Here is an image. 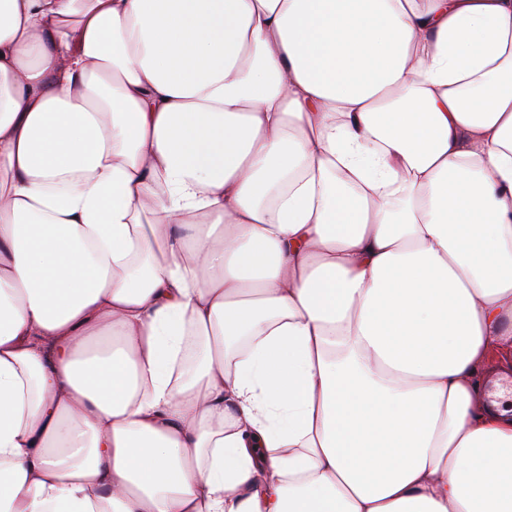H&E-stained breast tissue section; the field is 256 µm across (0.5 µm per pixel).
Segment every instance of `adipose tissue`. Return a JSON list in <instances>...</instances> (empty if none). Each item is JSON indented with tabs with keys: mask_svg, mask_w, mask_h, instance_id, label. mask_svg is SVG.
Here are the masks:
<instances>
[{
	"mask_svg": "<svg viewBox=\"0 0 512 512\" xmlns=\"http://www.w3.org/2000/svg\"><path fill=\"white\" fill-rule=\"evenodd\" d=\"M512 0H0V512H512Z\"/></svg>",
	"mask_w": 512,
	"mask_h": 512,
	"instance_id": "adipose-tissue-1",
	"label": "adipose tissue"
}]
</instances>
